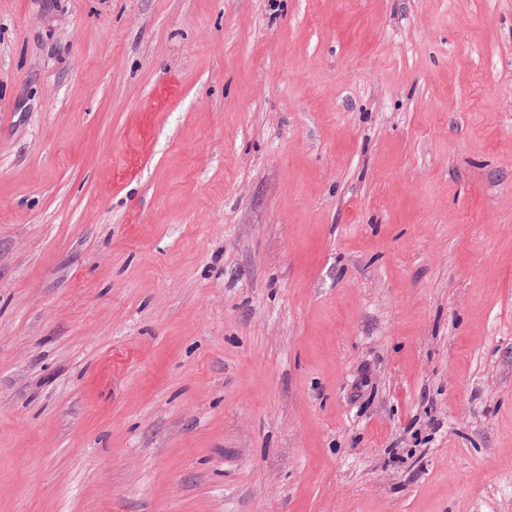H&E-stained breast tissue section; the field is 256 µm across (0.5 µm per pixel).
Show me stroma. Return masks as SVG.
<instances>
[{
    "label": "stroma",
    "instance_id": "obj_1",
    "mask_svg": "<svg viewBox=\"0 0 512 512\" xmlns=\"http://www.w3.org/2000/svg\"><path fill=\"white\" fill-rule=\"evenodd\" d=\"M0 512H512V0H0Z\"/></svg>",
    "mask_w": 512,
    "mask_h": 512
}]
</instances>
